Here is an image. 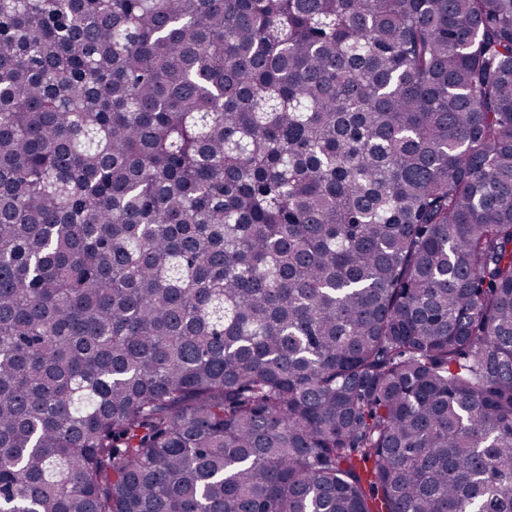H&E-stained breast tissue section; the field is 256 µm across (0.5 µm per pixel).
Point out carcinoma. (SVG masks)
<instances>
[{
    "label": "carcinoma",
    "mask_w": 512,
    "mask_h": 512,
    "mask_svg": "<svg viewBox=\"0 0 512 512\" xmlns=\"http://www.w3.org/2000/svg\"><path fill=\"white\" fill-rule=\"evenodd\" d=\"M5 512H512V0H0Z\"/></svg>",
    "instance_id": "cac0c4a2"
}]
</instances>
